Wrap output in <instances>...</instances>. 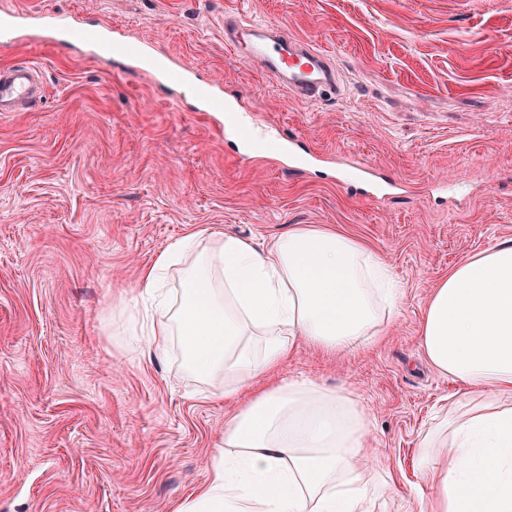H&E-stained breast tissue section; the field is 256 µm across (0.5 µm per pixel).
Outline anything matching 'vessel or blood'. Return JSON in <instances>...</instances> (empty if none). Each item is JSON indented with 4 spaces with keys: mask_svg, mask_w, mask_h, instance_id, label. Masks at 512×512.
I'll list each match as a JSON object with an SVG mask.
<instances>
[{
    "mask_svg": "<svg viewBox=\"0 0 512 512\" xmlns=\"http://www.w3.org/2000/svg\"><path fill=\"white\" fill-rule=\"evenodd\" d=\"M39 25L57 35L59 42L93 46L95 55L127 69L154 65L162 80L179 88H195L202 111L223 114L225 135L241 139L243 159L263 152L280 158L292 171L311 165L313 154L300 139L268 133L261 122L246 117L233 102L225 100L222 84L199 78L189 67L155 65L152 46L128 42L120 29L105 31L56 15L40 17ZM224 39L242 61L258 65L296 102L314 103L341 90L333 58L312 43L289 34L278 23L228 12L224 15ZM40 97L39 69L35 64L27 62L0 70V112L25 111ZM342 178L356 194L371 195L373 173L365 163L355 162L353 171L343 173Z\"/></svg>",
    "mask_w": 512,
    "mask_h": 512,
    "instance_id": "obj_1",
    "label": "vessel or blood"
}]
</instances>
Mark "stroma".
I'll return each mask as SVG.
<instances>
[{
    "label": "stroma",
    "mask_w": 512,
    "mask_h": 512,
    "mask_svg": "<svg viewBox=\"0 0 512 512\" xmlns=\"http://www.w3.org/2000/svg\"><path fill=\"white\" fill-rule=\"evenodd\" d=\"M282 23L334 56L344 92L304 105L239 61L224 14ZM119 27L241 96L246 113L318 160L241 162L218 116L173 101L148 68L115 72L39 28L0 47V68L38 63L41 99L0 114V512H177L224 447L222 400L128 334L141 270L196 228L265 244L296 224L367 243L402 287L386 335L334 353L299 344L273 374L352 394L397 480L457 383L432 368L419 325L463 254L512 239V0H0ZM355 160L386 205L336 178ZM463 180L465 196L441 187Z\"/></svg>",
    "instance_id": "stroma-1"
}]
</instances>
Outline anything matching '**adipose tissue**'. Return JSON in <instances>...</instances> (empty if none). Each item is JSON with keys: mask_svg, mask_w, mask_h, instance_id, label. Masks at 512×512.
<instances>
[{"mask_svg": "<svg viewBox=\"0 0 512 512\" xmlns=\"http://www.w3.org/2000/svg\"><path fill=\"white\" fill-rule=\"evenodd\" d=\"M181 262L180 297L154 301L162 272ZM137 299L130 331L154 354L180 343L215 396L253 389L178 512H371L377 497L399 496L367 446L369 410L312 384L259 383L298 343L345 350L397 320L392 269L362 242L310 224L264 245L197 229L143 270ZM419 335L435 369L461 386L421 438L426 512H512V239L449 269Z\"/></svg>", "mask_w": 512, "mask_h": 512, "instance_id": "1", "label": "adipose tissue"}]
</instances>
